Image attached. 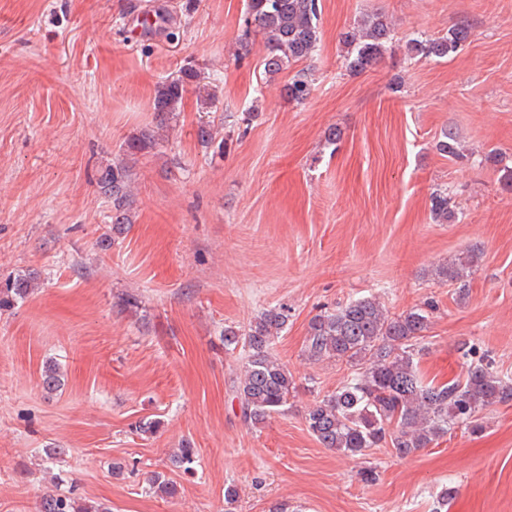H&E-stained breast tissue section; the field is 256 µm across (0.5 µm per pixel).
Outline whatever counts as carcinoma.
Returning <instances> with one entry per match:
<instances>
[{
  "mask_svg": "<svg viewBox=\"0 0 512 512\" xmlns=\"http://www.w3.org/2000/svg\"><path fill=\"white\" fill-rule=\"evenodd\" d=\"M253 30L265 37L264 74L274 77L311 58L316 51L320 41L319 0H247L242 41H247ZM469 37V26L458 23L446 36L410 40L408 51L412 57L443 59L456 53ZM341 39L347 47L346 67L362 72L381 60L393 34L387 17L374 13L342 33ZM196 79V69L187 66L157 87L153 100L155 128L128 139L121 145L123 155L136 156L157 148L160 132L169 128L187 86ZM282 91L288 100L301 104L308 100L312 88L307 75L299 72L283 85ZM214 129L213 123L201 125L197 137L203 145H215L220 150L224 142H216ZM129 172L126 163L118 162L99 180L104 194L112 199V231L118 234L130 223ZM430 203L436 223L455 220L454 211L448 207V192L434 191ZM480 258L479 249H468L437 267L435 275L442 282L456 285L458 297L463 299L467 277ZM35 287L32 273L7 278L0 284V310L13 308ZM434 310V305L427 302L392 317L376 297L368 296L310 320L304 345L309 360L336 359L361 366L360 372L316 401L305 414L308 431L322 447L356 457L384 444L397 457L406 459L437 443L454 424L463 423L474 433L480 431L478 413L512 402V380L481 361L470 363L459 379L440 384L425 380L419 355L425 349L422 341ZM289 319L288 306L279 304L264 309L243 327L224 326V349L240 346L246 351L235 391L240 417L252 428L287 411L296 389L292 373L271 353L275 339L288 328ZM41 385L48 393L61 386L56 365L43 367ZM196 459V450L187 442L170 462L176 468L192 471ZM149 488L163 498L179 493L178 486L160 474L151 478ZM40 512H111V508L81 500L72 486L45 493Z\"/></svg>",
  "mask_w": 512,
  "mask_h": 512,
  "instance_id": "obj_1",
  "label": "carcinoma"
}]
</instances>
